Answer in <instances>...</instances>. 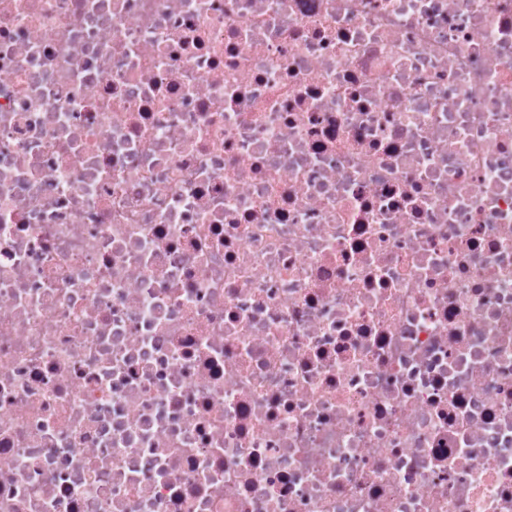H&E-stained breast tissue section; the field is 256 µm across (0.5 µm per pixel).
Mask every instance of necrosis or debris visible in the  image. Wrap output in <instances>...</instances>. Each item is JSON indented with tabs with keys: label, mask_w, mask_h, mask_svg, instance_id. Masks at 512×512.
Returning a JSON list of instances; mask_svg holds the SVG:
<instances>
[{
	"label": "necrosis or debris",
	"mask_w": 512,
	"mask_h": 512,
	"mask_svg": "<svg viewBox=\"0 0 512 512\" xmlns=\"http://www.w3.org/2000/svg\"><path fill=\"white\" fill-rule=\"evenodd\" d=\"M0 512H512V0H0Z\"/></svg>",
	"instance_id": "4bbe7bcc"
}]
</instances>
